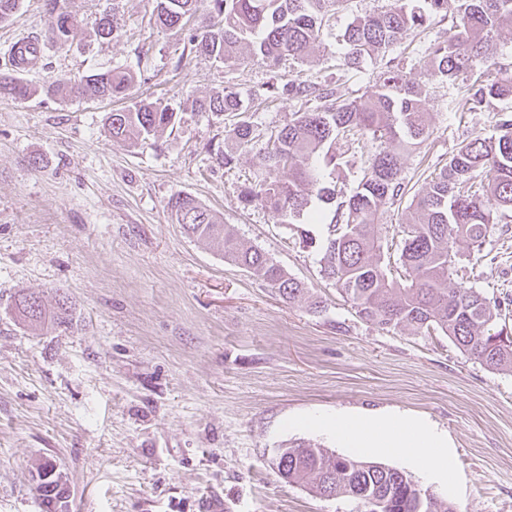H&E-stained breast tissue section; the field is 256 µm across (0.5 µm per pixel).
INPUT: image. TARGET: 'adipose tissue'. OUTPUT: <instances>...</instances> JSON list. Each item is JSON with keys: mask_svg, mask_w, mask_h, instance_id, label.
Segmentation results:
<instances>
[{"mask_svg": "<svg viewBox=\"0 0 512 512\" xmlns=\"http://www.w3.org/2000/svg\"><path fill=\"white\" fill-rule=\"evenodd\" d=\"M308 423L331 432L354 451L404 458L420 473L439 481L453 477L447 440L417 421L339 413L312 417Z\"/></svg>", "mask_w": 512, "mask_h": 512, "instance_id": "1", "label": "adipose tissue"}]
</instances>
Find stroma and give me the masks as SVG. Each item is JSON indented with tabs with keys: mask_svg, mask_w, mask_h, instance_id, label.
<instances>
[{
	"mask_svg": "<svg viewBox=\"0 0 512 512\" xmlns=\"http://www.w3.org/2000/svg\"><path fill=\"white\" fill-rule=\"evenodd\" d=\"M391 0H346L333 24L302 58L278 69L246 58L227 69L190 51L188 30L161 27L154 0H60L78 27L65 45L48 40L44 0H22L0 23V74L22 37H38L41 55L22 78L39 87L92 69L127 66L137 81L125 99L0 100V512H42L30 473L55 461L69 478L70 512H362L357 501L324 499L278 474L280 448L299 441L339 450L335 437L305 418L383 411L425 423L447 437L452 484L410 474L457 512H512V372L471 360L443 333L384 330L361 319L321 272L324 227L295 225L240 191L261 175L258 151L231 166L217 156L222 114L195 112L193 101L236 91L258 132L277 131L303 111L286 97L254 105L273 77L334 83L354 98L374 91L383 65L365 60L341 76V35L357 16ZM109 16L114 33L96 39ZM449 23L433 19L410 45H396L408 77L426 90L429 137L406 154L410 192L465 142L493 133L492 116L512 99L458 116V84L425 66ZM173 109V130L132 149L104 131L108 113L141 99ZM375 143L358 152L337 144L346 162L326 186L352 191ZM187 194L232 225L321 298L315 313L284 302L265 283L224 260L171 222L166 204ZM409 199L386 206L381 235L398 261ZM506 246L474 265L455 244L459 273L489 295H512V221L497 224ZM39 295L54 311L71 304L62 327L35 328L12 308L18 292Z\"/></svg>",
	"mask_w": 512,
	"mask_h": 512,
	"instance_id": "obj_1",
	"label": "stroma"
}]
</instances>
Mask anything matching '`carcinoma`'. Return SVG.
<instances>
[{
    "instance_id": "1",
    "label": "carcinoma",
    "mask_w": 512,
    "mask_h": 512,
    "mask_svg": "<svg viewBox=\"0 0 512 512\" xmlns=\"http://www.w3.org/2000/svg\"><path fill=\"white\" fill-rule=\"evenodd\" d=\"M208 2L217 22L199 27L189 36L195 52L215 58L226 68L241 61V46L252 59L280 64L315 44L326 20L345 0H155L156 19L168 29L183 28L202 2ZM53 17L50 39L63 45L77 26L76 18L45 0ZM451 17L448 39L429 52L431 76L464 83L457 111L473 112L487 98L512 99V64L495 61L496 35L512 26V0H416L409 7L394 0L389 7L355 18L345 29L346 51L340 67L350 72L368 57L383 56L415 30L427 29L433 18ZM135 81L122 67L47 82L49 98L112 99L128 94ZM37 92L15 76L0 75V98L25 99ZM288 96L305 101L308 110L270 135L261 154L264 176L244 186L242 199L272 210L282 221L320 224L324 215L310 209L315 192L332 201L336 190L321 183L313 158L325 166L343 165L332 150L341 138L350 144L379 143V152L364 172L356 190L337 204L326 235L322 273L364 320L382 329L411 327L440 331L467 356L485 367L512 372V328L502 321V309L511 298L488 297L474 285L457 279L453 245L465 241L478 259L488 257L495 224L512 213V113L493 115L496 134L464 144L439 172L430 176L409 206L407 233L399 256L404 279L389 277L381 244L380 214L399 200L406 186L401 178L402 158L428 137L426 99L421 87L392 64L380 74L376 91L364 100H343L328 82L290 80L269 82L254 93L267 101ZM202 112L234 114L243 102L232 90L198 103ZM176 113L158 102L134 103L106 119L107 132L135 148L174 125ZM254 139V129L237 121L224 138V165ZM288 170V179L279 176ZM171 220L184 232L224 254L251 275L275 288L290 303L305 301L321 308L322 301L263 251L245 246L235 229L218 221L213 212L190 195L169 198ZM20 318L35 324L69 321V298L58 299L57 311L47 316L41 298L22 293L14 299ZM276 467L292 483L305 485L323 498L347 497L366 512H456L404 472L383 463L340 455L312 442L281 449ZM35 491L45 512H68V490L62 472L44 462L34 478Z\"/></svg>"
}]
</instances>
